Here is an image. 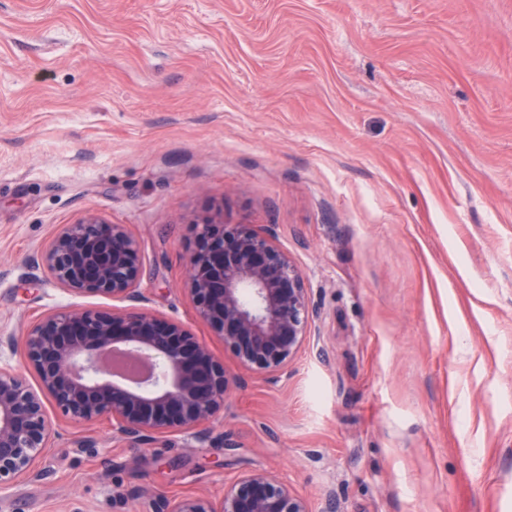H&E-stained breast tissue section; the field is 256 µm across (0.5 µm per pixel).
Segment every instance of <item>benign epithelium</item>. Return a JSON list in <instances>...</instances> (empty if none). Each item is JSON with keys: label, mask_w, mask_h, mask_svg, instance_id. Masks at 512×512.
<instances>
[{"label": "benign epithelium", "mask_w": 512, "mask_h": 512, "mask_svg": "<svg viewBox=\"0 0 512 512\" xmlns=\"http://www.w3.org/2000/svg\"><path fill=\"white\" fill-rule=\"evenodd\" d=\"M55 281L78 295L124 301L139 294L144 266L121 224L90 215L65 224L44 256ZM198 317L249 368L280 373L302 347L308 319L303 276L291 257L248 224L204 220L185 280ZM39 387L0 364V491L34 472L49 448L44 399L76 423L112 419V438L133 443L179 432L198 439L234 386L224 363L175 322L148 311L110 316L68 309L46 316L22 337ZM146 363L131 376L112 358ZM165 512H308L306 502L266 471L224 489L218 500L186 498Z\"/></svg>", "instance_id": "7a95c632"}]
</instances>
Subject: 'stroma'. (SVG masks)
<instances>
[{
    "label": "stroma",
    "mask_w": 512,
    "mask_h": 512,
    "mask_svg": "<svg viewBox=\"0 0 512 512\" xmlns=\"http://www.w3.org/2000/svg\"><path fill=\"white\" fill-rule=\"evenodd\" d=\"M90 213L137 241L142 298L50 276ZM211 216L302 272L280 374L184 290ZM72 307L179 322L235 384L199 441L46 401L0 512H151L257 470L309 512H512V0H0V336Z\"/></svg>",
    "instance_id": "obj_1"
}]
</instances>
